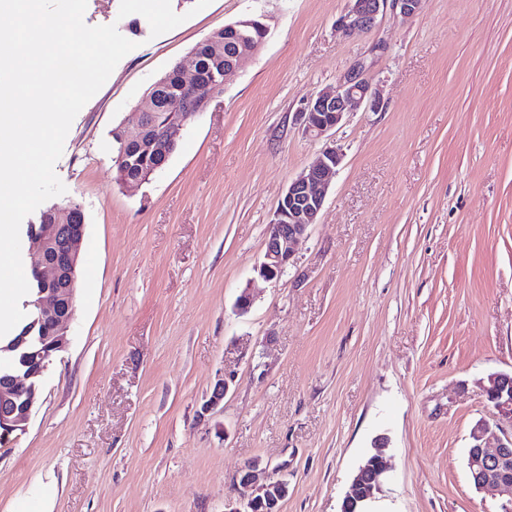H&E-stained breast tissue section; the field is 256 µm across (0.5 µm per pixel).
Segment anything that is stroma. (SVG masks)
Wrapping results in <instances>:
<instances>
[{"label": "stroma", "mask_w": 512, "mask_h": 512, "mask_svg": "<svg viewBox=\"0 0 512 512\" xmlns=\"http://www.w3.org/2000/svg\"><path fill=\"white\" fill-rule=\"evenodd\" d=\"M195 3L171 0L186 20L155 37L120 0H87V25L137 47L55 164L54 204L85 215L76 311L26 429L0 433V512H224L250 460L287 479L280 512H339L381 436L371 512H495L467 453L495 416L479 379L512 371V0H425L348 36V0ZM249 18L268 27L261 50L163 169L118 184L113 128ZM357 64L383 106L336 130L318 222L264 281L265 228L323 147L295 114ZM228 367L235 383L201 414Z\"/></svg>", "instance_id": "stroma-1"}]
</instances>
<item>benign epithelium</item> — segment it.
<instances>
[{
    "instance_id": "benign-epithelium-1",
    "label": "benign epithelium",
    "mask_w": 512,
    "mask_h": 512,
    "mask_svg": "<svg viewBox=\"0 0 512 512\" xmlns=\"http://www.w3.org/2000/svg\"><path fill=\"white\" fill-rule=\"evenodd\" d=\"M424 0H349V6L337 20L336 27L345 35L371 30L380 15L391 10L403 17L420 13ZM226 25L204 39L206 50L216 56L224 53L221 31L231 30ZM184 84V103L176 104L172 114L162 124L150 121L163 81L154 82L138 104L134 125H121L124 142L140 151H154L157 163L152 168L162 169L175 152L182 131L200 114L207 111L216 94L223 89L214 72L205 67L197 50L189 53L188 62L178 64ZM366 104L372 110L379 108V95L362 77L361 69L354 67L341 75L334 87L319 92L299 112L300 125L305 135L315 139L330 138L347 114ZM341 161L340 149L334 143L325 144L317 160L290 181L279 199L273 219L267 225L263 261L257 268L265 281L279 279L291 264L299 240L309 226L317 222L323 210L328 187L336 176ZM53 223L30 225L28 231L32 269L41 288L35 302L34 324L50 328L53 351L61 352L68 345V331L75 314V297L81 245L85 235V220L81 209L55 207ZM35 375L32 362L10 374L0 375V429L6 433L24 429L37 403L36 389L29 383ZM235 372L224 374L213 386L203 402L200 414L205 415L220 406ZM486 400L498 416L512 421V373L497 372L481 381ZM467 468L470 480L480 491H496L502 495L496 512H512V432L499 422L478 421L470 432ZM386 448H373L372 456L353 477L345 495L346 504L366 512L367 505L376 499L381 488V477L386 471ZM257 460L242 466L237 485L250 491L239 499H228L224 512H251L259 504L264 512H280V503L288 492L284 479L259 482Z\"/></svg>"
}]
</instances>
